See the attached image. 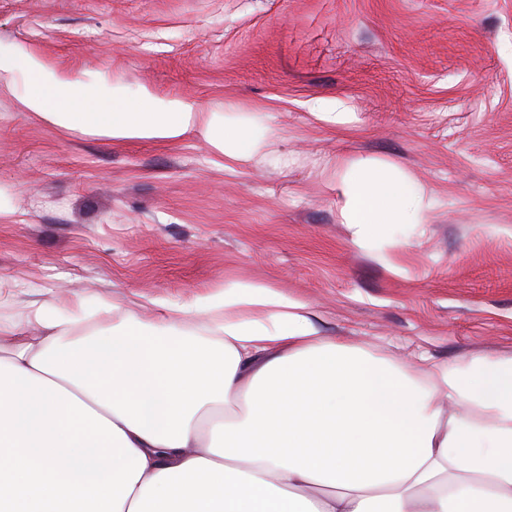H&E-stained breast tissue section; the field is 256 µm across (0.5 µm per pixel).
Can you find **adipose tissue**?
<instances>
[{"instance_id": "1", "label": "adipose tissue", "mask_w": 512, "mask_h": 512, "mask_svg": "<svg viewBox=\"0 0 512 512\" xmlns=\"http://www.w3.org/2000/svg\"><path fill=\"white\" fill-rule=\"evenodd\" d=\"M20 72L24 111L115 141L175 144L195 134L232 164L270 158L263 113L204 112L148 86L75 79L22 43L0 44ZM355 242L423 224L434 198L375 158L336 179ZM155 321L100 300L32 304L31 334L0 326V512H512V356L449 365L377 359L321 335L308 303L234 282ZM308 400V438L340 452L260 454L277 407ZM388 449L385 457L377 449Z\"/></svg>"}]
</instances>
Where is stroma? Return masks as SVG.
Segmentation results:
<instances>
[{
	"label": "stroma",
	"mask_w": 512,
	"mask_h": 512,
	"mask_svg": "<svg viewBox=\"0 0 512 512\" xmlns=\"http://www.w3.org/2000/svg\"><path fill=\"white\" fill-rule=\"evenodd\" d=\"M0 42L74 77L206 112H264L288 164L225 166L196 136L113 141L21 111L0 76V322L31 302L189 307L251 280L328 340L408 363L512 355V0H0ZM337 102L350 128L304 106ZM373 156L433 191L372 248L336 166Z\"/></svg>",
	"instance_id": "1"
}]
</instances>
